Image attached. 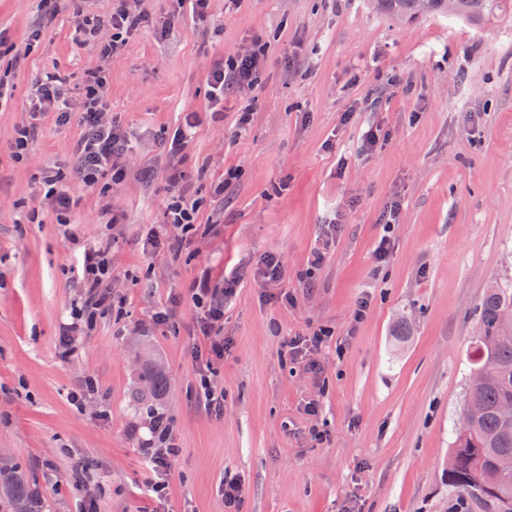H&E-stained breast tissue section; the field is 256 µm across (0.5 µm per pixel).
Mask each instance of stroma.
I'll use <instances>...</instances> for the list:
<instances>
[{"mask_svg":"<svg viewBox=\"0 0 512 512\" xmlns=\"http://www.w3.org/2000/svg\"><path fill=\"white\" fill-rule=\"evenodd\" d=\"M112 5L77 6L103 17ZM77 6L0 0V466L38 489L42 512L89 501L96 512H224L226 477L241 484L238 512H451L445 469L476 309L491 282H512V9L478 28L401 20L372 0H210L203 21L163 37L178 4L145 0L152 25L106 58L75 32ZM256 42L257 84L230 92L213 124L209 70ZM99 68L134 134L129 176L105 194L73 187L61 218L39 179L53 166L70 173L81 125L49 113L23 161L8 145L37 77L65 74L77 96ZM244 104L253 115L241 131ZM188 112L200 118L192 143L163 154ZM171 164L206 231L181 253L148 252ZM230 168L238 179L215 196ZM107 238L109 299L62 356V326L85 297L72 269ZM268 254L279 281L259 273ZM228 267L242 282L224 312L218 417L197 391L193 353L206 343L189 290L205 272L223 284ZM175 296L174 319L154 324ZM320 328L330 336L313 375L288 342ZM149 365L167 388L146 406L135 393ZM89 378L96 392L72 404ZM151 405L179 448L162 500L143 492L131 433Z\"/></svg>","mask_w":512,"mask_h":512,"instance_id":"1","label":"stroma"}]
</instances>
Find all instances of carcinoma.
I'll list each match as a JSON object with an SVG mask.
<instances>
[{"instance_id": "1", "label": "carcinoma", "mask_w": 512, "mask_h": 512, "mask_svg": "<svg viewBox=\"0 0 512 512\" xmlns=\"http://www.w3.org/2000/svg\"><path fill=\"white\" fill-rule=\"evenodd\" d=\"M512 0H377L386 13L408 18L452 14L474 25L497 17ZM512 284L485 289L477 312L480 335L470 341V383L461 413L471 415L456 432L448 457V485L483 512H512V420L501 409L512 403ZM11 486L13 512H40L38 491L14 470L0 469Z\"/></svg>"}]
</instances>
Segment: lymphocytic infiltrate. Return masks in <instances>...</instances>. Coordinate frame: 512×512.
<instances>
[{"mask_svg":"<svg viewBox=\"0 0 512 512\" xmlns=\"http://www.w3.org/2000/svg\"><path fill=\"white\" fill-rule=\"evenodd\" d=\"M142 0H117V5L106 17H89L75 11L74 27L85 38L97 39L101 31H109L103 41V56L118 54L130 34L136 32L148 19L141 7ZM100 39V38H99ZM258 56L249 53L239 56L228 66H215L207 75L210 118L220 123L224 120V91L234 86L251 87L256 79ZM106 79L101 71L88 72L83 81L79 99H72L67 78L59 73L45 74L36 83L35 97L29 104V119L18 126L10 143L14 160H23L30 142L34 139L43 116L54 113L59 124H68L72 114H79L83 136L75 150L76 164L73 182H65L61 174L43 178L45 197L58 213H65L71 202V186L79 184L85 190L104 188L114 190L127 177L125 158L130 148V134L117 121L111 119V105L105 95ZM184 175L175 166L166 171L170 198L166 206V220L158 231L152 232L148 248L156 249L170 242H184L186 234L196 222L198 207L189 198L184 186ZM108 243L98 242L85 248L80 266L73 273L85 290L80 306L72 312V320L65 324L61 337L63 348H70L75 337L85 335L92 327L99 307L105 300L104 285L111 276L107 259ZM241 279L235 274L224 277L223 286L212 285L210 277H201L191 290L197 305L207 308L206 315L197 323L201 336L208 341L205 371L200 375V389L205 407L215 413L224 411V393L211 382L209 375L214 365L224 359V306L235 295ZM149 435L138 442L137 453L144 464L149 479L146 493L163 496L169 486L170 463L178 450L174 443V426L166 413L152 410L149 417Z\"/></svg>","mask_w":512,"mask_h":512,"instance_id":"obj_1","label":"lymphocytic infiltrate"}]
</instances>
